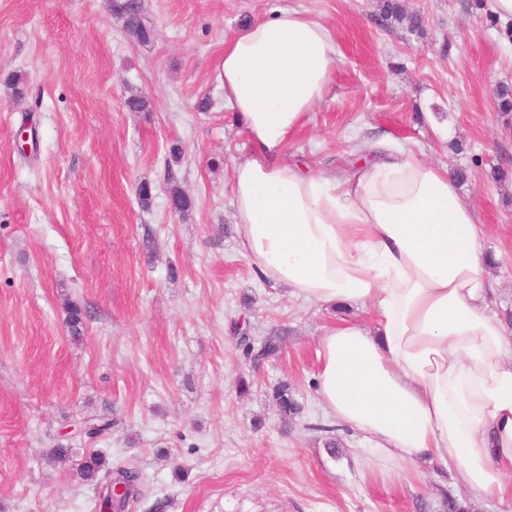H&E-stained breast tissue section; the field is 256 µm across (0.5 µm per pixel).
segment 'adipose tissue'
<instances>
[{
	"instance_id": "obj_1",
	"label": "adipose tissue",
	"mask_w": 512,
	"mask_h": 512,
	"mask_svg": "<svg viewBox=\"0 0 512 512\" xmlns=\"http://www.w3.org/2000/svg\"><path fill=\"white\" fill-rule=\"evenodd\" d=\"M329 28L276 8L224 41V99L249 153L233 169L241 254L318 307H372L321 337L324 413L379 469L428 457L476 496L512 497V336L491 311L484 229L445 166L381 141L346 176L283 161L325 97Z\"/></svg>"
}]
</instances>
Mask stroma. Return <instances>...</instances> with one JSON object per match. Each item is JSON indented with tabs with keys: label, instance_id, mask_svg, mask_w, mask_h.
I'll list each match as a JSON object with an SVG mask.
<instances>
[{
	"label": "stroma",
	"instance_id": "stroma-1",
	"mask_svg": "<svg viewBox=\"0 0 512 512\" xmlns=\"http://www.w3.org/2000/svg\"><path fill=\"white\" fill-rule=\"evenodd\" d=\"M384 3L143 0V45L103 0H0V512H96L105 481L77 473L93 450L139 470L128 512H446L449 495L512 512L426 458L362 471L360 434L326 429L317 351L372 310L308 305L239 253L232 170L249 145L218 63L225 38L294 8L329 27L339 62L283 160L342 176L387 135L461 173L512 333V32L478 0H400L398 21ZM133 93L150 111L125 108ZM69 300L87 315L77 341ZM238 327L277 355L251 361ZM280 383L300 414L280 413ZM98 417L109 433L80 432ZM60 442L70 457L51 461Z\"/></svg>",
	"mask_w": 512,
	"mask_h": 512
}]
</instances>
